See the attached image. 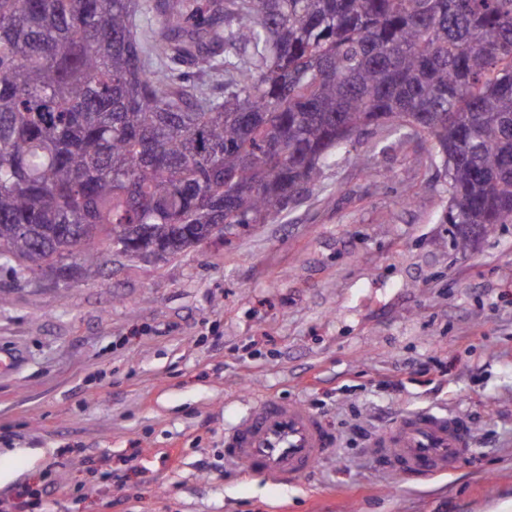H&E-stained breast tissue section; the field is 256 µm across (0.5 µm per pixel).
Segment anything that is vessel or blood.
<instances>
[{
	"instance_id": "obj_1",
	"label": "vessel or blood",
	"mask_w": 512,
	"mask_h": 512,
	"mask_svg": "<svg viewBox=\"0 0 512 512\" xmlns=\"http://www.w3.org/2000/svg\"><path fill=\"white\" fill-rule=\"evenodd\" d=\"M333 444L318 415L299 403L267 397L225 435L224 459L237 473L292 483L309 474ZM372 446L376 465L399 476L449 472L471 452L468 426L429 409L403 414Z\"/></svg>"
}]
</instances>
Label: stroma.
Wrapping results in <instances>:
<instances>
[{"mask_svg": "<svg viewBox=\"0 0 512 512\" xmlns=\"http://www.w3.org/2000/svg\"><path fill=\"white\" fill-rule=\"evenodd\" d=\"M374 129L267 224L104 282L0 268V512H495L512 502V224L453 248L432 144ZM411 205H404V198ZM273 396L336 446L299 482L230 473ZM463 419L448 475L380 471L407 410Z\"/></svg>", "mask_w": 512, "mask_h": 512, "instance_id": "obj_1", "label": "stroma"}]
</instances>
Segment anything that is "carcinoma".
I'll return each instance as SVG.
<instances>
[{
	"label": "carcinoma",
	"instance_id": "1",
	"mask_svg": "<svg viewBox=\"0 0 512 512\" xmlns=\"http://www.w3.org/2000/svg\"><path fill=\"white\" fill-rule=\"evenodd\" d=\"M0 0V263L103 276L105 236L179 255L279 217L354 135L403 129L447 223L512 224V0ZM224 72L212 98L192 70Z\"/></svg>",
	"mask_w": 512,
	"mask_h": 512
}]
</instances>
